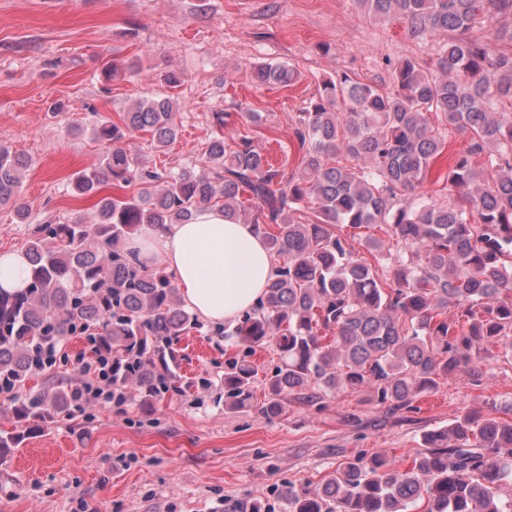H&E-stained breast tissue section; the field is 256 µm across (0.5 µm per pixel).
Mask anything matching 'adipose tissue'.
Instances as JSON below:
<instances>
[{
    "mask_svg": "<svg viewBox=\"0 0 512 512\" xmlns=\"http://www.w3.org/2000/svg\"><path fill=\"white\" fill-rule=\"evenodd\" d=\"M146 262L170 269L185 306L216 323L236 321L263 294L274 266L254 225L204 208L186 224L147 227L129 242Z\"/></svg>",
    "mask_w": 512,
    "mask_h": 512,
    "instance_id": "adipose-tissue-1",
    "label": "adipose tissue"
}]
</instances>
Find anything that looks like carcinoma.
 <instances>
[{
  "mask_svg": "<svg viewBox=\"0 0 512 512\" xmlns=\"http://www.w3.org/2000/svg\"><path fill=\"white\" fill-rule=\"evenodd\" d=\"M368 14L406 21L416 39L447 35L433 69L404 59L393 87L344 73L325 78L297 115L302 150L297 174L268 163L247 135L230 146L207 143L204 163L177 171L141 162L127 147L137 132L157 151L179 133L173 96L137 101L114 122L91 124L92 139L112 146L97 169L72 174V189L92 195L110 182L140 187L137 195L103 196L92 224H48L26 249L25 292L0 294V387L17 388L59 357L68 336L96 331L89 345L112 357V386L143 409L184 391L178 380L181 336L197 326L178 288L160 267L128 251L144 226L184 224L204 207L263 229L268 251L282 260L263 297L224 340L237 353L224 365V405L251 406L258 374L254 347L275 349L264 417L281 415L288 400L319 406L344 391H370L392 411L409 409L439 379L462 372L482 379L486 344L512 338V26L495 42L476 32L512 15V0H362ZM261 85L283 88L299 74L283 62L255 70ZM470 134L446 183L420 193L432 160L448 150V129ZM495 171L488 182L474 158ZM24 158L0 147V206L20 203ZM255 200L244 206L243 194ZM315 219L301 221L306 205ZM273 224L276 230L266 229ZM389 227L392 245L368 237L364 247L388 262L379 274L352 244L335 234ZM455 317L448 318V309ZM81 387L67 379L14 400L19 429L0 432V457L26 435L85 410ZM427 452L401 471L383 453L348 461L311 489L283 485L289 512H512V421L466 412L425 436Z\"/></svg>",
  "mask_w": 512,
  "mask_h": 512,
  "instance_id": "carcinoma-1",
  "label": "carcinoma"
}]
</instances>
